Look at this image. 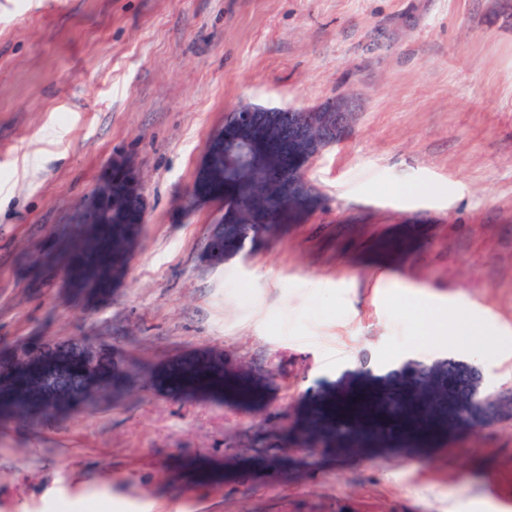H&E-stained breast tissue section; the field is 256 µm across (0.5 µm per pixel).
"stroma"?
<instances>
[{
  "mask_svg": "<svg viewBox=\"0 0 512 512\" xmlns=\"http://www.w3.org/2000/svg\"><path fill=\"white\" fill-rule=\"evenodd\" d=\"M351 99L306 177L320 205L244 258L204 259L189 203L225 112ZM146 222L103 294L52 255L116 160ZM472 308L498 336L440 326ZM86 341L125 390L0 419V512H512V418L326 461L281 440L340 377L456 358L512 391V0H0V360ZM218 355L247 410L157 385ZM113 169H119L123 173V189L121 193L123 206L134 208L141 217V223L144 224L145 203L138 188L133 162L130 159L123 158L113 166Z\"/></svg>",
  "mask_w": 512,
  "mask_h": 512,
  "instance_id": "obj_1",
  "label": "stroma"
}]
</instances>
